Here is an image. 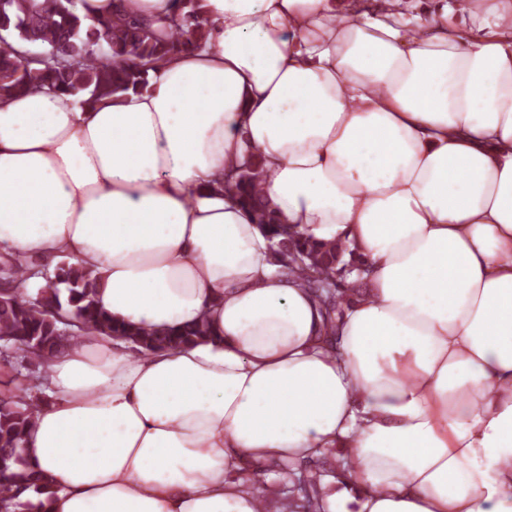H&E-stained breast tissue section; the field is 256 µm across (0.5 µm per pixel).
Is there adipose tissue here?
<instances>
[{"instance_id":"1","label":"adipose tissue","mask_w":512,"mask_h":512,"mask_svg":"<svg viewBox=\"0 0 512 512\" xmlns=\"http://www.w3.org/2000/svg\"><path fill=\"white\" fill-rule=\"evenodd\" d=\"M207 0L206 47L82 106L0 97V262L66 255L95 302L213 343L51 364L21 454L49 512H263L323 461L321 512H512V0ZM368 272L333 336L224 173Z\"/></svg>"}]
</instances>
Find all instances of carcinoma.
<instances>
[{"label":"carcinoma","instance_id":"cac0c4a2","mask_svg":"<svg viewBox=\"0 0 512 512\" xmlns=\"http://www.w3.org/2000/svg\"><path fill=\"white\" fill-rule=\"evenodd\" d=\"M206 0H173L175 12L156 22L126 12L122 0L106 16L84 11L86 0H0V96L39 88L75 95L84 105L102 97L139 91L149 85V71L167 58L202 48L209 29ZM261 160L250 158L224 178L254 223L272 242L273 264L298 275L320 300L328 323L342 302L356 291L352 273L367 272L365 261L342 243H321L282 222L261 194ZM0 276V347L11 368L28 371L32 384L0 392V512H48L57 486L18 453L20 441L45 403L46 364L80 336H119L136 352L176 350L206 342L207 321L180 328L147 330L117 323L95 306L96 279L79 263L64 260L53 275L31 261L14 260ZM33 279L32 294L20 288L21 270ZM61 313L75 321L65 324ZM302 497L285 496L280 512H318V475L300 478ZM29 499L22 501V495Z\"/></svg>","mask_w":512,"mask_h":512}]
</instances>
